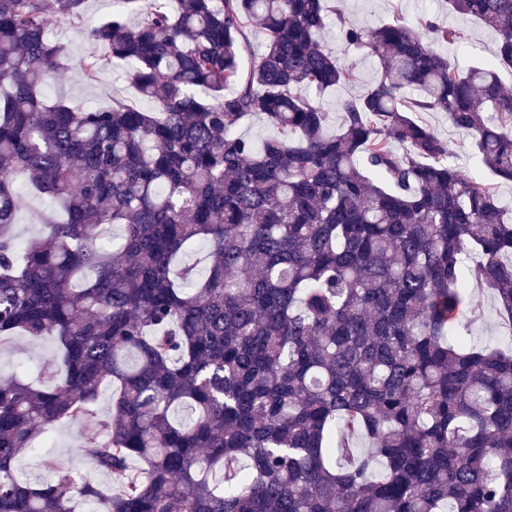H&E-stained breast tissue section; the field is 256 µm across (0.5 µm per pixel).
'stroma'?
Here are the masks:
<instances>
[{
  "mask_svg": "<svg viewBox=\"0 0 512 512\" xmlns=\"http://www.w3.org/2000/svg\"><path fill=\"white\" fill-rule=\"evenodd\" d=\"M337 2L345 17L360 26L376 27L398 18L413 22L423 15H433L461 33L460 43L451 48L449 54L464 65L486 61L496 50L494 33L472 17L449 11L446 0ZM49 37L54 43L64 46L66 54L62 69L51 75L47 81V98L53 100L63 97L95 107L107 105L115 96L136 100V92L125 79L122 70H105L94 80L84 76L81 62L93 51L94 46L76 32L67 17L56 18L49 27ZM322 39L336 55L347 61L350 69L348 81L325 100L326 106L332 109L340 98L358 95L373 81L378 64L374 59L338 41L334 28H327ZM419 118L434 128L444 140L452 143L457 152L458 163L470 175L478 179L484 177L485 171L473 156L467 137L449 125L445 113L423 112ZM470 300L471 307L460 317L457 332L479 345L511 344L512 323L502 317L492 292L486 287L471 285ZM55 348L56 344L51 339L37 345L23 336L0 340V378L13 376L23 369L32 373L38 372L44 361L52 357ZM81 432L82 427L79 424L68 421L58 423L51 432L49 442L40 444L36 455L25 456L18 462L19 477L38 483L49 478L54 468L63 467L76 475L94 478L102 486H112L111 476L95 472L89 460L77 451L75 441Z\"/></svg>",
  "mask_w": 512,
  "mask_h": 512,
  "instance_id": "stroma-1",
  "label": "stroma"
}]
</instances>
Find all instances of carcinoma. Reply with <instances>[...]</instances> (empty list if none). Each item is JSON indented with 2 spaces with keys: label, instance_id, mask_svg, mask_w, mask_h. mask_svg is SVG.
<instances>
[{
  "label": "carcinoma",
  "instance_id": "cac0c4a2",
  "mask_svg": "<svg viewBox=\"0 0 512 512\" xmlns=\"http://www.w3.org/2000/svg\"><path fill=\"white\" fill-rule=\"evenodd\" d=\"M85 3L0 0V338L59 351L41 387L0 380V512H512V351L454 333L471 281L512 320L493 187L512 180V0H448L496 36L466 68L454 28L361 27L336 0H178L136 22L143 0H112L82 69L123 66L146 108L45 97L49 25L83 29ZM331 20L379 66L333 133ZM434 111L487 179L416 118ZM252 115L275 134L238 133ZM15 174L62 212L24 243ZM196 241L205 271L173 277ZM64 419L117 490L18 480Z\"/></svg>",
  "mask_w": 512,
  "mask_h": 512
}]
</instances>
